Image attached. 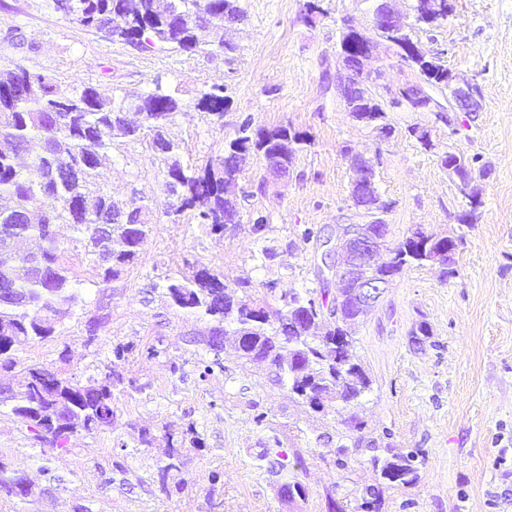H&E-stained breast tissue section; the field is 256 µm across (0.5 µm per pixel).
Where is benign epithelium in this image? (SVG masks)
<instances>
[{
    "mask_svg": "<svg viewBox=\"0 0 512 512\" xmlns=\"http://www.w3.org/2000/svg\"><path fill=\"white\" fill-rule=\"evenodd\" d=\"M392 0H379L378 10L372 14L369 23L362 27L345 25L343 39L349 43L360 42L368 45L367 51L356 57L351 69L346 75L355 72L372 79L376 78V69L370 66L373 61H384L391 56L390 47L395 42L385 38L390 33L394 36L402 35L407 27L415 23V9L401 14L391 6ZM451 0H428L425 22L434 26L451 15ZM448 104H438L427 90H422L416 97L412 112H432L438 121L448 124L452 128L458 121V113H473L480 110V94L478 87L460 81L453 74H448ZM350 169L353 173L352 188L370 199L372 213L377 215L386 209V204L378 195L374 179L362 183L360 178L363 167L380 165V156L367 157L360 153L347 154ZM448 174L455 179L459 193L468 199L470 207L476 208L481 203L477 178L474 176L462 177L458 172V164L448 163ZM387 234L384 224L376 218L369 223L350 224L336 238L326 237L321 244L320 270L330 279L336 280V287L345 288L350 293L352 305L355 309L366 314L375 308L389 288L394 279L383 275L380 270L388 263V258H379L384 249Z\"/></svg>",
    "mask_w": 512,
    "mask_h": 512,
    "instance_id": "obj_1",
    "label": "benign epithelium"
}]
</instances>
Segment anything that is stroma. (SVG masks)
I'll return each mask as SVG.
<instances>
[{
  "mask_svg": "<svg viewBox=\"0 0 512 512\" xmlns=\"http://www.w3.org/2000/svg\"><path fill=\"white\" fill-rule=\"evenodd\" d=\"M304 3L241 0L244 21L224 32L234 52L189 54L102 39L52 0H0V74L23 66L107 96L158 85L176 91L187 108L170 132L189 164L222 154L246 117L257 126L289 123L314 139L284 180L269 176L261 156L247 157L241 183L256 192L243 204L238 228L221 236L186 219L171 223L157 158L138 143L114 144L100 179L114 199L135 191L150 203L154 230L133 266L107 287L83 283L52 336L28 343L20 356L84 383L108 374L113 344H154L161 353L122 363L120 372L137 387L116 392L111 429L71 435L62 450L42 452L1 405L0 462L24 475L34 494L22 501L1 493L0 512H75L81 505L91 512H210L213 497L223 500L224 512H327L330 497L356 512L364 488L380 476L367 451L345 470L336 468L334 451L344 439L367 444L385 436L400 451L418 449L422 464L415 484L384 490V512H512V0H453L452 15L422 40L458 79L478 84L481 111L460 115L452 130L429 112H392L387 136L354 121L336 96L342 22L367 24L373 0H319L308 23ZM215 85L228 99L219 123L193 107L200 91ZM414 124L428 127L432 148L409 138ZM348 148L382 155L375 186L389 206L383 219L391 241L416 227L462 237L455 275L442 277L436 265L404 269L355 332V359L372 380L370 391L328 413L297 404L266 364L239 360L229 336L223 370L199 380L196 339L205 325L168 308L151 284L190 260L229 285L250 279L257 297L268 282L281 293L317 287L321 249L301 244L297 229L311 224L330 236L368 221L349 198ZM449 150L489 169L477 181V223L457 221L468 201L440 161ZM257 211L268 219L259 241L249 232ZM93 319L99 326L90 338ZM422 324L428 334L414 341ZM255 401L266 415L260 425ZM353 417L361 430L349 429ZM189 426L201 445L184 449L181 471L160 486L156 464ZM144 431L152 436L145 447ZM275 434L303 457L305 496L281 497L250 465L251 453ZM117 439L140 454L114 448Z\"/></svg>",
  "mask_w": 512,
  "mask_h": 512,
  "instance_id": "35a3bbf8",
  "label": "stroma"
}]
</instances>
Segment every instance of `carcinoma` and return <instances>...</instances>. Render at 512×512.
Returning <instances> with one entry per match:
<instances>
[{
    "label": "carcinoma",
    "instance_id": "carcinoma-1",
    "mask_svg": "<svg viewBox=\"0 0 512 512\" xmlns=\"http://www.w3.org/2000/svg\"><path fill=\"white\" fill-rule=\"evenodd\" d=\"M65 15L93 30L105 40L132 44L141 49L156 47L193 53L200 49L198 31L224 29V17L245 18L240 0H68ZM400 62L419 79L448 89V68L441 56L429 65L413 53L398 52ZM224 88L214 86L196 99L194 108L207 116L224 115ZM139 106L141 122L133 125L127 112ZM185 104L161 86L149 93L126 92L105 98L92 86L75 85L63 92L50 75L19 67L0 80V139L11 151H0V368L15 371V382L0 402L12 403V414L41 445L62 449L70 434H88L112 427L114 391L124 387L120 373L103 380L79 381L58 376L43 365H26L18 356L30 340L54 332L53 317L74 302L75 280L62 260L58 229L70 226L83 242L85 254L99 283L117 279L138 259L141 246L153 231L150 206L135 198L120 206L98 183V170L112 152L114 140L161 149L164 167V215L173 224L191 214L207 234L221 235L224 219L237 217L241 164L256 153L279 157L291 165L296 155L312 145L311 137L291 125L253 127L246 117L236 136L224 143V155L203 166L184 162L181 142L169 134ZM55 205L44 209L42 202ZM109 225L101 233L98 226ZM448 248V239L435 241L417 228L393 244L398 263L385 268L400 275L410 266H425L433 255ZM239 291L224 284V276L195 265L179 278H168L163 295L170 308L193 315L210 325L196 360L199 378L207 379L222 369L219 353L224 335L232 330L239 357L263 361L275 369L291 397L315 413L333 403H350L371 387L364 368L355 362L354 339L336 343L347 319L354 316L350 298L326 297L329 289L308 288L279 297L280 308L271 310L265 301L250 294L251 281L237 282ZM272 445L252 456L251 466L277 481L291 465L304 467L301 456L289 463L274 435ZM359 443L336 448L340 469L358 462ZM370 461L383 483L408 486L419 478V450L395 452L390 445L371 446ZM182 453L168 451L157 466L161 485L181 469ZM23 478L0 462V492L17 498L33 495L17 488ZM382 489L368 486L361 503L366 512H380Z\"/></svg>",
    "mask_w": 512,
    "mask_h": 512
}]
</instances>
